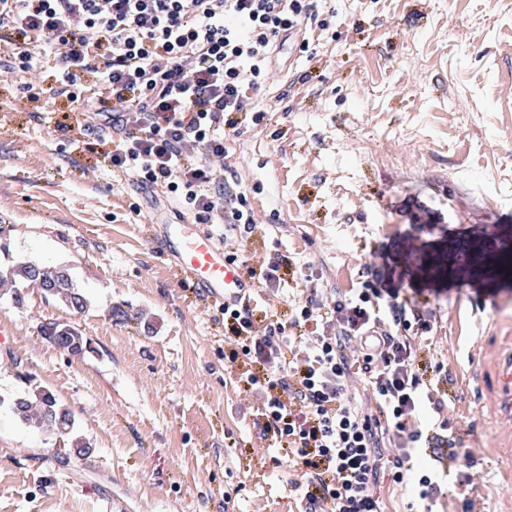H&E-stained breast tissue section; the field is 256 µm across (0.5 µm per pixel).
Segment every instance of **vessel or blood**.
<instances>
[{
    "mask_svg": "<svg viewBox=\"0 0 512 512\" xmlns=\"http://www.w3.org/2000/svg\"><path fill=\"white\" fill-rule=\"evenodd\" d=\"M160 235L163 242L172 244L177 268L206 296L228 306L251 289L241 267L229 260L210 233L195 228L191 218L176 217L163 225ZM479 249L507 256L512 254V242L502 237L498 225L488 224L480 241L458 239L453 259L467 265ZM475 367L474 401L489 430L499 479L508 487L512 485V325L493 327L481 336Z\"/></svg>",
    "mask_w": 512,
    "mask_h": 512,
    "instance_id": "obj_1",
    "label": "vessel or blood"
}]
</instances>
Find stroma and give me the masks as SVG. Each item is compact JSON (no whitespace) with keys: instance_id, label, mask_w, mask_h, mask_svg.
Wrapping results in <instances>:
<instances>
[{"instance_id":"35a3bbf8","label":"stroma","mask_w":512,"mask_h":512,"mask_svg":"<svg viewBox=\"0 0 512 512\" xmlns=\"http://www.w3.org/2000/svg\"><path fill=\"white\" fill-rule=\"evenodd\" d=\"M319 78L293 49L257 101L259 122L227 135L229 162L270 243L322 288H349L387 264L436 312L437 357L482 475L473 512L500 487L471 396L479 338L512 313V282L459 271V238L487 224L512 238V0H331ZM0 74V272L26 259L68 267L83 313L28 290L0 297V512H298L287 466L265 449L224 362V319L159 240L172 209L103 157L11 106ZM119 307L124 317L112 316ZM90 344L73 358L43 339L48 321ZM72 410L92 447L16 421L30 384Z\"/></svg>"}]
</instances>
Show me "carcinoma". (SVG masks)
Returning <instances> with one entry per match:
<instances>
[{
  "label": "carcinoma",
  "instance_id": "1",
  "mask_svg": "<svg viewBox=\"0 0 512 512\" xmlns=\"http://www.w3.org/2000/svg\"><path fill=\"white\" fill-rule=\"evenodd\" d=\"M31 287L44 297L83 313L90 307V301L73 283L68 269L46 267L30 260L17 262L7 274L0 273V297L8 295L15 304L24 301L21 287ZM40 335L56 348L79 357L87 351V342L81 333L68 323L45 322L40 326ZM11 409L17 420L24 426L46 433H53L72 445V453L78 458H87L92 448L75 432L72 412L61 404L47 388L31 384L27 391L16 397Z\"/></svg>",
  "mask_w": 512,
  "mask_h": 512
}]
</instances>
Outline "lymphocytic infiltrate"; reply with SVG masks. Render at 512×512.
Wrapping results in <instances>:
<instances>
[{
    "instance_id": "1",
    "label": "lymphocytic infiltrate",
    "mask_w": 512,
    "mask_h": 512,
    "mask_svg": "<svg viewBox=\"0 0 512 512\" xmlns=\"http://www.w3.org/2000/svg\"><path fill=\"white\" fill-rule=\"evenodd\" d=\"M320 0H0V42L24 102L96 121L112 168L161 187L198 224L262 230L216 167L266 93L272 59ZM255 286L224 309V360L310 512H381L384 474L433 512L448 478L463 505L481 475L451 410L452 372L435 357V314L366 266L357 288H306L281 311L258 291L302 267L279 253L242 266Z\"/></svg>"
}]
</instances>
